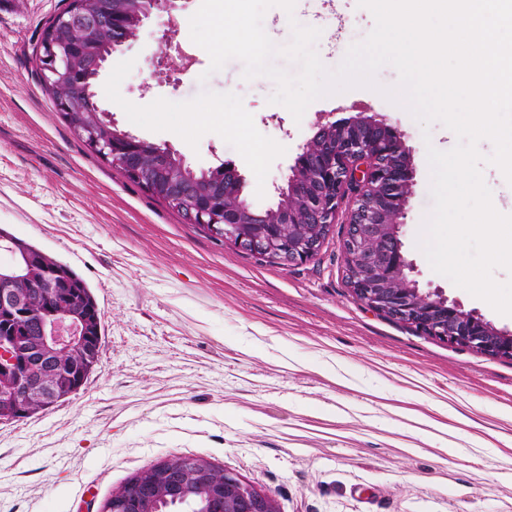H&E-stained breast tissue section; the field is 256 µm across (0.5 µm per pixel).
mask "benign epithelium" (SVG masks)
Listing matches in <instances>:
<instances>
[{"instance_id":"benign-epithelium-1","label":"benign epithelium","mask_w":512,"mask_h":512,"mask_svg":"<svg viewBox=\"0 0 512 512\" xmlns=\"http://www.w3.org/2000/svg\"><path fill=\"white\" fill-rule=\"evenodd\" d=\"M95 2L98 7L89 9L85 0H69L35 56V68L59 109L88 94L85 71L98 72L107 60L99 45L103 31L120 33L110 39L114 51L136 38L152 14L174 17L180 0H138L129 14L115 13L112 0ZM144 146L143 140L115 127L112 140L98 144L101 153H112V164L138 181L146 175L144 158L152 169L168 174L163 195L176 208L189 206V223L209 224L224 240L285 267L311 260L324 233L343 216L347 232L341 247L358 300L421 334L512 358V333L420 291L410 278L413 265L402 253L399 234L413 194L414 170L404 136L385 120L356 116L318 127L291 166L276 206L260 212L243 195L244 178L234 167L224 166V177L203 195L191 180L195 172L173 150L154 144L145 152ZM29 264L28 256L16 253L11 264L0 266V314L21 324L19 333H0L1 418L29 413L33 397L47 405L72 395L90 368L85 320L67 321L55 313L33 318L27 289L16 287ZM70 349L80 351L82 358L62 369L59 357ZM153 489L175 498L195 489L218 492L220 512H278L271 497L199 457L158 462L130 479L123 497L139 500Z\"/></svg>"}]
</instances>
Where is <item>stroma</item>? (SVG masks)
<instances>
[{
	"label": "stroma",
	"instance_id": "stroma-1",
	"mask_svg": "<svg viewBox=\"0 0 512 512\" xmlns=\"http://www.w3.org/2000/svg\"><path fill=\"white\" fill-rule=\"evenodd\" d=\"M201 0H182L100 71L96 102L120 130L175 150L194 171L232 164L259 210L277 203L317 125L363 114L404 136L415 171L400 229L411 277L500 330L496 312L435 273L416 241L432 210L427 146L400 105L354 88L301 120L270 103L275 83L240 60L210 72L190 38ZM67 0H0V228L73 268L102 314L99 362L66 402L0 423V512H100L160 461L195 456L272 496L279 512H512V359L420 334L361 303L345 271L346 226L291 268L211 237L91 151L32 65ZM316 27L330 69L372 30L357 0L267 10L279 47L292 23ZM169 69L156 65L160 50Z\"/></svg>",
	"mask_w": 512,
	"mask_h": 512
}]
</instances>
